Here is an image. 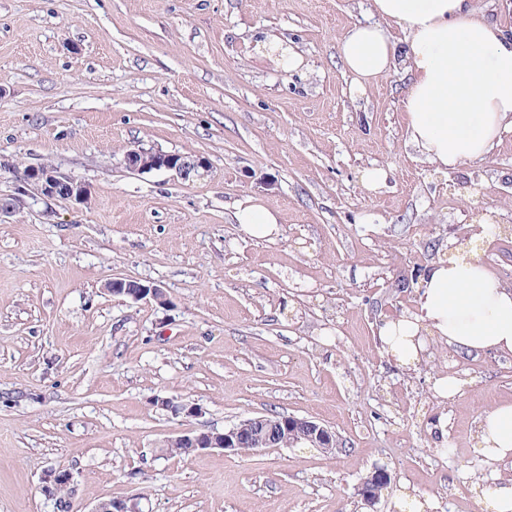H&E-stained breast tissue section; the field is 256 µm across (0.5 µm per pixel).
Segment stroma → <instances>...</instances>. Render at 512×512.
Returning <instances> with one entry per match:
<instances>
[{"label": "stroma", "instance_id": "obj_1", "mask_svg": "<svg viewBox=\"0 0 512 512\" xmlns=\"http://www.w3.org/2000/svg\"><path fill=\"white\" fill-rule=\"evenodd\" d=\"M368 8L0 0V196L14 164L92 192L0 221V512H58L41 487L51 467L74 475L73 512L132 499L142 512H391L404 488L435 512H476V484L512 478L473 453L479 417L512 402V356L436 344L407 370L378 338L466 225L499 226L481 258L512 286V131L459 170L423 163L403 71L361 93L344 73L337 38ZM272 42L301 67L278 66ZM136 144L207 166L132 172ZM379 166L392 178L365 190ZM251 198L278 212L274 239L236 223ZM117 277L160 285L169 306L107 294ZM441 374L466 381L443 403ZM272 411L321 422L338 448L166 449ZM377 469L390 482L368 505L357 487Z\"/></svg>", "mask_w": 512, "mask_h": 512}]
</instances>
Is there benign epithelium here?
I'll use <instances>...</instances> for the list:
<instances>
[{
    "label": "benign epithelium",
    "instance_id": "1",
    "mask_svg": "<svg viewBox=\"0 0 512 512\" xmlns=\"http://www.w3.org/2000/svg\"><path fill=\"white\" fill-rule=\"evenodd\" d=\"M126 168L135 172L166 170L183 179L206 166L200 157L186 159L178 153H165L135 146L124 155ZM31 194L45 200L64 197L74 204L87 203L91 190L85 183L75 177L49 166L30 167L25 176L16 184V193L0 199V218L13 214L23 203V197ZM104 290L113 296L128 297L134 301H144L165 307L170 304L167 293L158 285L144 284L137 279L113 278ZM156 403L174 414H197L200 408L191 404H182L170 398L156 399ZM171 443L189 449L192 454H199L209 449L220 448L236 454L251 448H280L304 445L319 448L331 453L338 447L336 434L329 428L308 418L294 415L256 416L240 421L222 431L209 430L186 433L171 440ZM389 475L384 470H375L363 478L357 487L362 500L371 504L377 499V488L388 484ZM74 482L73 474L62 467L44 471L41 476L45 494L56 498L58 506L68 508L66 499L59 497V490L69 488ZM91 512H139L134 505L125 501H103Z\"/></svg>",
    "mask_w": 512,
    "mask_h": 512
}]
</instances>
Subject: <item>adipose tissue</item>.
<instances>
[{
  "label": "adipose tissue",
  "mask_w": 512,
  "mask_h": 512,
  "mask_svg": "<svg viewBox=\"0 0 512 512\" xmlns=\"http://www.w3.org/2000/svg\"><path fill=\"white\" fill-rule=\"evenodd\" d=\"M370 14L338 40L353 89L402 67L406 134L424 161L457 170L484 160L512 129V30L476 16L470 0H370ZM234 219L254 238L280 232L277 214L258 201L238 206ZM493 234L485 221L449 241L448 257L424 272L413 309L381 325L389 361L416 367L433 342L459 353L512 355V287L479 252ZM474 452L486 465L512 466V402L482 415Z\"/></svg>",
  "instance_id": "ef3b65f1"
}]
</instances>
